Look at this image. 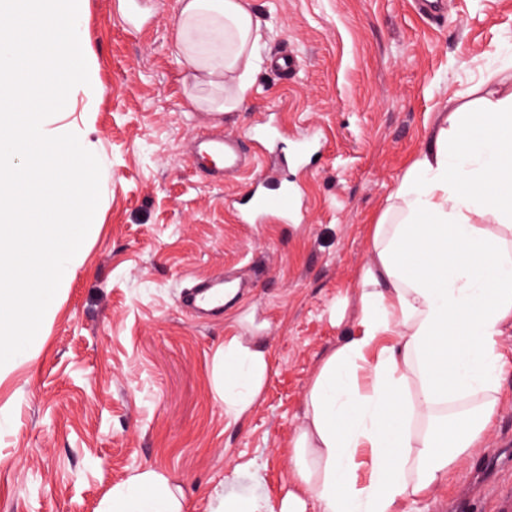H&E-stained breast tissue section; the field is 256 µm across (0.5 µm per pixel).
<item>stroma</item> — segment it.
<instances>
[{
    "mask_svg": "<svg viewBox=\"0 0 512 512\" xmlns=\"http://www.w3.org/2000/svg\"><path fill=\"white\" fill-rule=\"evenodd\" d=\"M88 0L83 30L95 92L54 125L85 133L100 159L98 231L59 291L37 347L0 375V512H101L113 487L148 469L179 487L185 512L212 496L280 500L292 440L323 357L357 330L371 226L426 148L437 112L494 84L495 53L512 39V0H447L446 18L411 0H250L263 51L300 66L262 68L227 128L246 133L275 113L288 139L321 138L288 179L300 199L289 222L237 223L231 198L246 176L196 171L189 146L205 128L174 29L176 0ZM230 271L249 288L222 316L200 321L179 304L195 279ZM257 331L272 374L251 413L224 411L216 353ZM512 440V398L447 485L403 512H438L476 482L493 492L472 512H499L512 491L501 444Z\"/></svg>",
    "mask_w": 512,
    "mask_h": 512,
    "instance_id": "stroma-1",
    "label": "stroma"
}]
</instances>
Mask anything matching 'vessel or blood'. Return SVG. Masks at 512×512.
I'll list each match as a JSON object with an SVG mask.
<instances>
[{
	"label": "vessel or blood",
	"mask_w": 512,
	"mask_h": 512,
	"mask_svg": "<svg viewBox=\"0 0 512 512\" xmlns=\"http://www.w3.org/2000/svg\"><path fill=\"white\" fill-rule=\"evenodd\" d=\"M282 129L274 124H261L248 134L255 150L245 155L240 138L230 133H207L197 136L191 146V156L197 170L214 178H222L225 172L252 173V188L245 197L232 201L231 208L240 224H260L274 217L288 221L299 209L295 192L288 187L287 179H280L275 186H268L259 171V161L268 147L279 142ZM235 281L225 273H217L197 281L184 289L180 303L190 313L223 311L224 291L234 287Z\"/></svg>",
	"instance_id": "vessel-or-blood-1"
}]
</instances>
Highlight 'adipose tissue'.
I'll return each mask as SVG.
<instances>
[{"mask_svg": "<svg viewBox=\"0 0 512 512\" xmlns=\"http://www.w3.org/2000/svg\"><path fill=\"white\" fill-rule=\"evenodd\" d=\"M178 51L202 112L239 109L262 65L247 0H178ZM358 330L322 361L279 503L218 496L213 512H401L470 457L503 398L512 329V75L449 103L372 230ZM224 407L248 413L270 376L264 347L228 337L217 353ZM103 512H183L145 470Z\"/></svg>", "mask_w": 512, "mask_h": 512, "instance_id": "1", "label": "adipose tissue"}]
</instances>
